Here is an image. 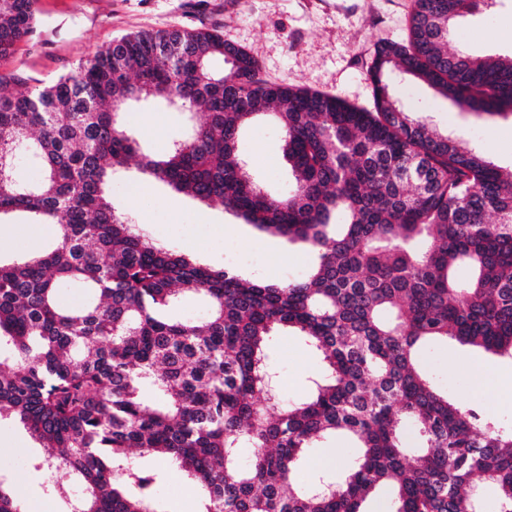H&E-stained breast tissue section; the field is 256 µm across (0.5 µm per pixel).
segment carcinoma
Returning <instances> with one entry per match:
<instances>
[{"label": "carcinoma", "instance_id": "cac0c4a2", "mask_svg": "<svg viewBox=\"0 0 512 512\" xmlns=\"http://www.w3.org/2000/svg\"><path fill=\"white\" fill-rule=\"evenodd\" d=\"M37 2L0 0V60L34 32ZM487 6L414 0L406 41L375 49L371 110L266 83L246 50L185 27L126 35L49 85L0 92V216L56 226L50 252L0 262V346L12 351L0 419L49 449L35 469L79 481L70 512H163L160 475L132 464L135 451L176 465L202 490L200 512H363L383 489L389 512H467L483 482L512 512V430L449 401L418 359L421 342L448 337L512 357V166L405 111L388 80L396 69L479 118L511 113L512 54L448 48L455 23ZM149 100L205 120L141 155V170L307 244L305 279L212 269L114 207L112 177L139 152L120 109ZM260 116L284 135L281 196L238 155ZM21 149L42 169L35 184L13 177ZM62 284L94 299L64 307ZM192 296L208 301L207 320L165 315ZM281 332L322 356L299 402L269 393ZM336 435L360 448L346 478L300 485L309 450ZM0 512H22L1 481Z\"/></svg>", "mask_w": 512, "mask_h": 512}]
</instances>
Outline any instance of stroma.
<instances>
[{
	"label": "stroma",
	"instance_id": "obj_1",
	"mask_svg": "<svg viewBox=\"0 0 512 512\" xmlns=\"http://www.w3.org/2000/svg\"><path fill=\"white\" fill-rule=\"evenodd\" d=\"M413 0H38V24L0 61V89L9 94L48 84L74 69L98 48L143 30L172 26L218 30L226 42L248 50L259 61L262 78L271 84L330 93L372 107L368 76L373 52L385 42H405ZM455 46L477 55L512 52V0H497L488 11L462 19ZM396 95L406 110L423 113L442 131L464 136L484 149L499 166L512 165V115L479 121L426 85L393 75ZM124 125L140 142V151L156 155L187 131L188 113L163 102L127 107ZM280 129L265 117L242 132L238 149L273 194L286 193L288 166ZM112 200L131 223L155 241L193 256L213 269L230 267L246 278L293 281L305 278L314 255L308 245L258 232L217 202L203 203L143 175L130 160L114 175ZM48 225L15 214L0 221V261L11 262L52 246ZM424 371L459 405H477L501 426L512 427V397L482 389L478 375L512 380V358L455 341L429 344L420 352ZM322 366L320 356L293 334L275 341L276 391L282 400L302 399L309 379ZM45 450L12 419H0V478L21 487L27 512H69L57 496V484L73 485L69 473L36 472L32 458ZM357 453L351 438L339 435L312 449L301 469L300 483L317 472L342 475ZM133 462L161 472L156 489L164 512H198L201 493L177 479L159 458L133 455Z\"/></svg>",
	"mask_w": 512,
	"mask_h": 512
}]
</instances>
